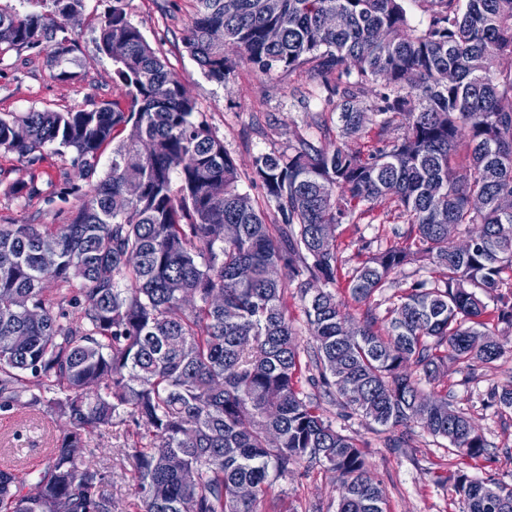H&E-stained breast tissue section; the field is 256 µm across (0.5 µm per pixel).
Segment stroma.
I'll list each match as a JSON object with an SVG mask.
<instances>
[{"label":"stroma","mask_w":512,"mask_h":512,"mask_svg":"<svg viewBox=\"0 0 512 512\" xmlns=\"http://www.w3.org/2000/svg\"><path fill=\"white\" fill-rule=\"evenodd\" d=\"M111 0H87V8L71 35L78 50L68 68L74 78L57 80L55 70L46 64L45 54L31 51L12 53L0 60V114L30 110H63L91 107L107 101H124L123 91L112 81V61L97 50L99 21ZM193 11V0H128L131 21L146 40L165 57L177 73L224 148L240 171H249L255 156L286 150L296 136L317 133L315 121L322 106L312 103L303 108L302 92L315 82L311 73L298 69L273 77L260 75L250 65L237 63L226 83L209 80L184 45L186 23ZM0 176L20 186L36 184L37 194L27 196L0 192V224H61L67 219L64 203H48L47 196L63 179H76L71 159L49 155L37 171H30L17 154L0 150ZM407 225L395 224L386 208H378L356 224H342L336 230V246L345 268L366 259L360 251L362 239L378 238L390 244L396 234L406 233ZM441 268L425 261H413L398 274L397 287L363 305L351 301L343 286H336L339 299L349 313L362 319L372 312L377 330L386 328V309L397 288L408 287L419 278L441 277ZM497 303L488 301L485 320L492 325L504 356L494 365L470 368L448 362L425 393L449 395L453 404L471 416L490 447L487 454L466 467L472 478L495 479L512 484V409L487 406L485 397L497 385L512 381V328L495 318ZM325 417L336 430L350 435L368 448V471L382 489L388 512H459L460 503L448 477L456 461L448 452L445 439L415 429L410 448H389L383 436L357 414L323 402ZM60 433L57 423L38 411H0V465L13 466L24 492L34 489L33 463H46L47 454ZM136 440L134 429L122 426L96 430L87 437L96 459L108 472L103 492L111 497L115 512H133L135 460L127 453ZM339 490L331 474L318 463L302 464L288 476L279 478L269 495L282 512H336Z\"/></svg>","instance_id":"1"}]
</instances>
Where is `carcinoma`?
<instances>
[{"label": "carcinoma", "instance_id": "1", "mask_svg": "<svg viewBox=\"0 0 512 512\" xmlns=\"http://www.w3.org/2000/svg\"><path fill=\"white\" fill-rule=\"evenodd\" d=\"M193 2L185 46L209 79L226 82L238 60L267 77L306 67L316 86L301 103L323 100L336 128L319 122V137L256 156L246 179L258 194L241 191L224 141L127 0H112L97 38L127 107L0 114V149L31 167L49 146L69 152L88 186L67 179L57 191L75 200L65 224H0V409L39 408L64 424L36 496L0 467V508L59 512L66 500L70 512H112L94 451L71 449L127 423L140 437L137 512H266L274 480L304 461L333 474L336 512H387L365 450L298 387L285 295L294 284L307 301L309 385L390 432L387 447H411L417 426L462 464L487 453L472 418L420 384L448 359L470 367L504 352L484 315L512 272V212L498 207L512 196V0H418L417 20L406 0ZM51 4L42 14L0 7V59L39 49L68 81L78 46L67 18L85 0ZM369 125L380 146L352 148ZM386 203L410 243L352 267L350 297L369 302L417 258L442 277L403 290L382 334L370 315L354 321L331 288L336 228ZM47 249L58 258L52 293L41 286ZM490 403L512 408V382ZM452 478L461 512H512V484L461 468ZM242 483L256 486L254 498L236 497Z\"/></svg>", "mask_w": 512, "mask_h": 512}]
</instances>
